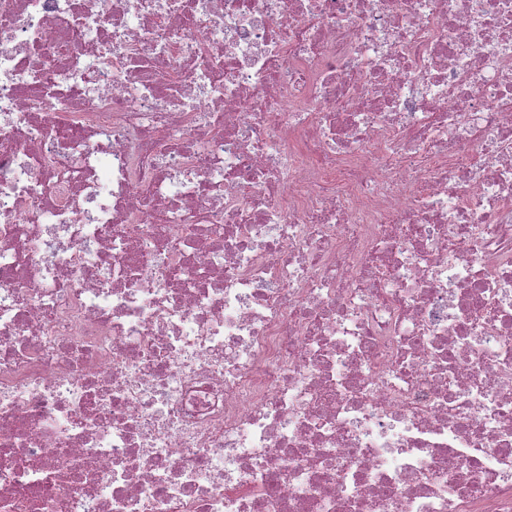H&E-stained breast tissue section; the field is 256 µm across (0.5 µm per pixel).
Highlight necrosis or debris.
I'll use <instances>...</instances> for the list:
<instances>
[{
	"label": "necrosis or debris",
	"mask_w": 512,
	"mask_h": 512,
	"mask_svg": "<svg viewBox=\"0 0 512 512\" xmlns=\"http://www.w3.org/2000/svg\"><path fill=\"white\" fill-rule=\"evenodd\" d=\"M0 512H512V0H0Z\"/></svg>",
	"instance_id": "1"
}]
</instances>
